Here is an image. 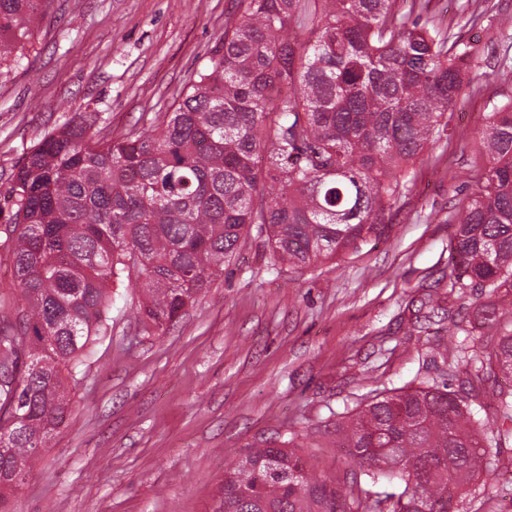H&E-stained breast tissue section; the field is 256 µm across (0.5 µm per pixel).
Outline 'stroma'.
I'll return each instance as SVG.
<instances>
[{"instance_id": "1", "label": "stroma", "mask_w": 512, "mask_h": 512, "mask_svg": "<svg viewBox=\"0 0 512 512\" xmlns=\"http://www.w3.org/2000/svg\"><path fill=\"white\" fill-rule=\"evenodd\" d=\"M235 0H52L22 60L0 79V185L73 114L97 137L177 105L224 33ZM512 0H430L421 21L451 24L477 50L474 91L389 211L383 236L310 268L273 263L267 234L244 231L223 276L169 328L145 333L121 289L94 337L69 411L10 512H221L224 474L267 439H291L313 473L348 468L336 423L362 395L426 380L461 391L457 329L512 294L448 291L449 218L474 191L493 76L512 56ZM0 222V322L24 309ZM446 296L439 332L409 335L427 294ZM463 489L468 512H512V447Z\"/></svg>"}]
</instances>
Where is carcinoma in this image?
Returning <instances> with one entry per match:
<instances>
[{"label": "carcinoma", "instance_id": "1", "mask_svg": "<svg viewBox=\"0 0 512 512\" xmlns=\"http://www.w3.org/2000/svg\"><path fill=\"white\" fill-rule=\"evenodd\" d=\"M405 0H238L181 102L149 129L47 133L14 172L5 233L25 311L0 328V512L68 406L107 330L112 289L140 288L160 330L223 275L244 230L306 267L381 236L405 174L444 134L470 85V46L410 20ZM49 0H0L1 65L16 62ZM487 162L451 217L448 294L512 290V98L486 114ZM477 408L448 383L385 389L336 425L353 468L316 476L292 441L252 449L224 475V512H466L489 463L480 432L512 441V310L481 309L461 348Z\"/></svg>", "mask_w": 512, "mask_h": 512}]
</instances>
